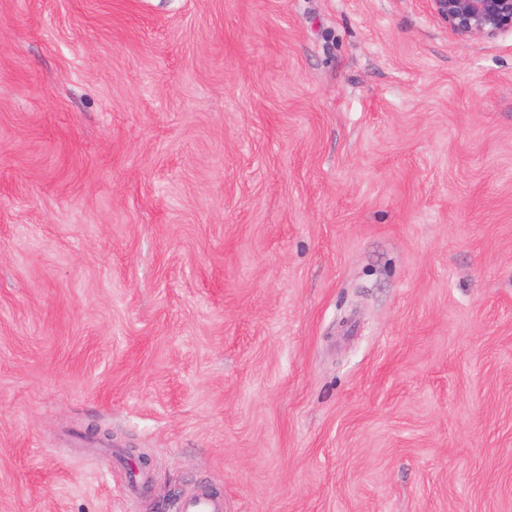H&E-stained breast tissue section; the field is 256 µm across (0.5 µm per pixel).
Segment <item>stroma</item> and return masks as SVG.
I'll return each instance as SVG.
<instances>
[{"instance_id": "obj_1", "label": "stroma", "mask_w": 512, "mask_h": 512, "mask_svg": "<svg viewBox=\"0 0 512 512\" xmlns=\"http://www.w3.org/2000/svg\"><path fill=\"white\" fill-rule=\"evenodd\" d=\"M203 484L512 512V32L0 0V512Z\"/></svg>"}]
</instances>
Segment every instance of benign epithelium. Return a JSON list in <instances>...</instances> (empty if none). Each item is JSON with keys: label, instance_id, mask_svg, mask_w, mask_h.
<instances>
[{"label": "benign epithelium", "instance_id": "benign-epithelium-1", "mask_svg": "<svg viewBox=\"0 0 512 512\" xmlns=\"http://www.w3.org/2000/svg\"><path fill=\"white\" fill-rule=\"evenodd\" d=\"M434 15L461 38L494 39L512 32V0H425Z\"/></svg>", "mask_w": 512, "mask_h": 512}]
</instances>
